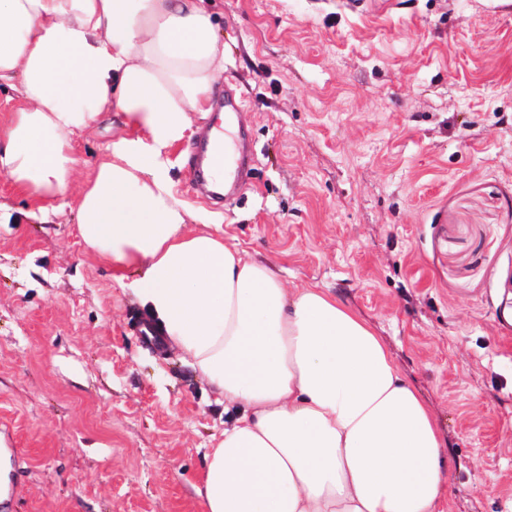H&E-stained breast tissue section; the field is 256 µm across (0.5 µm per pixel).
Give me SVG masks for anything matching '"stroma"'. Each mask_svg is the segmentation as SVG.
<instances>
[{"instance_id":"1","label":"stroma","mask_w":512,"mask_h":512,"mask_svg":"<svg viewBox=\"0 0 512 512\" xmlns=\"http://www.w3.org/2000/svg\"><path fill=\"white\" fill-rule=\"evenodd\" d=\"M224 44L236 203L168 155L178 197L245 258L367 320L433 412L450 512H512V0H205ZM75 134L80 186L124 136ZM0 173V512H200L235 410L134 336L133 289Z\"/></svg>"}]
</instances>
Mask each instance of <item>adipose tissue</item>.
<instances>
[{"label":"adipose tissue","mask_w":512,"mask_h":512,"mask_svg":"<svg viewBox=\"0 0 512 512\" xmlns=\"http://www.w3.org/2000/svg\"><path fill=\"white\" fill-rule=\"evenodd\" d=\"M223 78L202 0H0V87L22 99L0 172L52 212L75 197L85 246L143 269L135 296L164 342L236 409L206 455L201 512H447L443 438L373 327L189 228L163 155ZM107 109L127 135L72 189V135Z\"/></svg>","instance_id":"1"}]
</instances>
